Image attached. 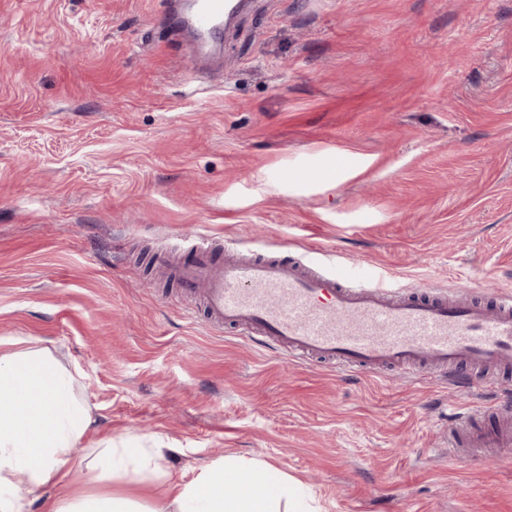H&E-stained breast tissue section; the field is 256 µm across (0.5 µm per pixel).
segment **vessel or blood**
I'll use <instances>...</instances> for the list:
<instances>
[{
  "instance_id": "b4317fda",
  "label": "vessel or blood",
  "mask_w": 512,
  "mask_h": 512,
  "mask_svg": "<svg viewBox=\"0 0 512 512\" xmlns=\"http://www.w3.org/2000/svg\"><path fill=\"white\" fill-rule=\"evenodd\" d=\"M237 8L235 0H194L191 27L208 39ZM189 262L169 267L185 293L199 297L207 318L241 331L249 341L274 343L295 358L381 374L411 366L454 368L463 379L474 364L512 368V298L449 300L437 286L395 285L377 274L352 281L316 257H234L196 237ZM498 427L478 429L474 412L459 409L449 437L450 458L477 457L483 448L512 447V392L502 391Z\"/></svg>"
}]
</instances>
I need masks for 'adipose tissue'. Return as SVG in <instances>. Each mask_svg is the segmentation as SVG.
Masks as SVG:
<instances>
[{
  "label": "adipose tissue",
  "mask_w": 512,
  "mask_h": 512,
  "mask_svg": "<svg viewBox=\"0 0 512 512\" xmlns=\"http://www.w3.org/2000/svg\"><path fill=\"white\" fill-rule=\"evenodd\" d=\"M75 385L48 349L0 338V512H29L77 461L96 482L158 471L161 449L143 447L138 437L84 447L92 414ZM297 496L279 470L228 460L176 483L148 507L104 492L62 496L47 512H280Z\"/></svg>",
  "instance_id": "adipose-tissue-1"
}]
</instances>
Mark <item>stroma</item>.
Listing matches in <instances>:
<instances>
[{
    "instance_id": "35a3bbf8",
    "label": "stroma",
    "mask_w": 512,
    "mask_h": 512,
    "mask_svg": "<svg viewBox=\"0 0 512 512\" xmlns=\"http://www.w3.org/2000/svg\"><path fill=\"white\" fill-rule=\"evenodd\" d=\"M203 52L166 0H0V337L158 436L152 503L235 456L315 512H512V448L450 461L482 372H351L211 325L159 257L210 245L512 296V0H248ZM342 160L332 181L312 158Z\"/></svg>"
}]
</instances>
